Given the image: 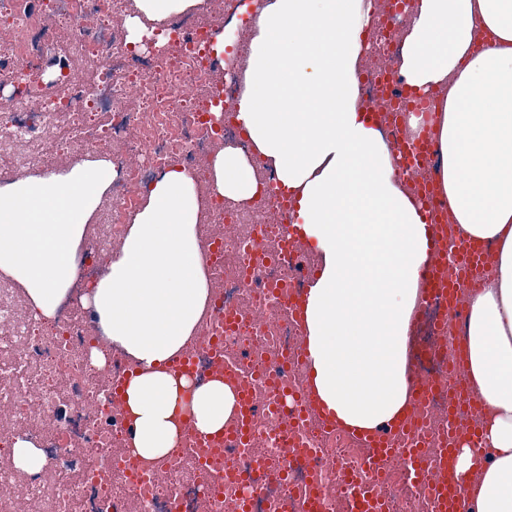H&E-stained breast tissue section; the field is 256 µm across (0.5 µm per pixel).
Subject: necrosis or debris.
Here are the masks:
<instances>
[{"label":"necrosis or debris","mask_w":512,"mask_h":512,"mask_svg":"<svg viewBox=\"0 0 512 512\" xmlns=\"http://www.w3.org/2000/svg\"><path fill=\"white\" fill-rule=\"evenodd\" d=\"M235 0H207L200 12L161 25L151 54L132 49L123 22L131 0H0V182L23 172H51L81 152L110 162L111 200L88 246L78 255L76 284L100 277L102 255L125 239L144 189L173 165L195 179L204 207L198 233L210 297L182 358L169 372L197 382L221 380L247 392L255 411L238 410L223 432L200 434L192 419L179 427L167 456L146 459L129 448L130 418L113 395L135 363L104 345L90 313L71 298L50 323L22 313L20 288L0 273V512H302L316 491L325 512H348L346 478L365 477L387 512H432L423 487L404 471L369 474L370 455L342 428L317 414L295 415L290 395L304 387V325L293 313L305 293L311 248L294 231V211L270 164L236 121L242 73L210 53ZM409 0H390L366 41L377 60L363 73L368 100L386 99L378 113L390 144L410 139L388 118L418 94L399 73V28ZM58 67L40 75L44 56ZM224 117L215 120L213 101ZM245 154L259 194L242 205L217 195L210 169L225 147ZM417 335L427 337L418 376L439 387L423 411L407 420L428 448L448 445V429L466 431L487 414L468 408L448 422V298L433 290L417 306ZM100 349L103 363L91 359ZM32 441L47 459L37 473L13 461L16 438Z\"/></svg>","instance_id":"necrosis-or-debris-1"}]
</instances>
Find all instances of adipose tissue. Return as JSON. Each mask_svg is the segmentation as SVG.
Instances as JSON below:
<instances>
[{"instance_id": "adipose-tissue-1", "label": "adipose tissue", "mask_w": 512, "mask_h": 512, "mask_svg": "<svg viewBox=\"0 0 512 512\" xmlns=\"http://www.w3.org/2000/svg\"><path fill=\"white\" fill-rule=\"evenodd\" d=\"M373 0H267L249 16L251 56L236 118L297 198L300 229L322 270L305 304L315 398L350 429L385 426L410 403L408 340L420 300L417 271L429 231L396 176L389 146L366 116L357 75ZM402 73L438 92L437 184L453 222L495 247L497 277L467 298L461 342L468 377L489 409L481 446L457 468L467 512H512V0H415ZM106 164L0 186V271L17 280L35 320L52 321L76 274V256L107 192ZM215 192L250 201L248 159L227 147L211 165ZM106 276L82 296L104 339L137 364L124 393L131 446L145 458L175 447L177 415L223 429L232 388L197 385L166 366L184 347L208 297L194 179L172 167L150 184Z\"/></svg>"}]
</instances>
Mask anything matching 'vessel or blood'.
Here are the masks:
<instances>
[{"label":"vessel or blood","instance_id":"obj_1","mask_svg":"<svg viewBox=\"0 0 512 512\" xmlns=\"http://www.w3.org/2000/svg\"><path fill=\"white\" fill-rule=\"evenodd\" d=\"M481 254L469 246H461L455 252H447L442 235L430 236L427 262L421 266L418 279L421 285H437L448 293V309L457 312L460 298L473 280L484 270ZM453 375L455 388L448 393L449 410L462 409L475 403L476 395L469 389L463 362H456ZM371 453L367 465L370 469L383 468L391 459L405 461L411 481L425 485L434 512H466L467 481L456 470V459L461 444H475L479 431H472L467 441L449 439L446 448L440 449L435 458L421 456L415 448L392 447L388 430L364 432L360 435ZM383 500L361 483H354L350 499V512H384Z\"/></svg>","mask_w":512,"mask_h":512}]
</instances>
